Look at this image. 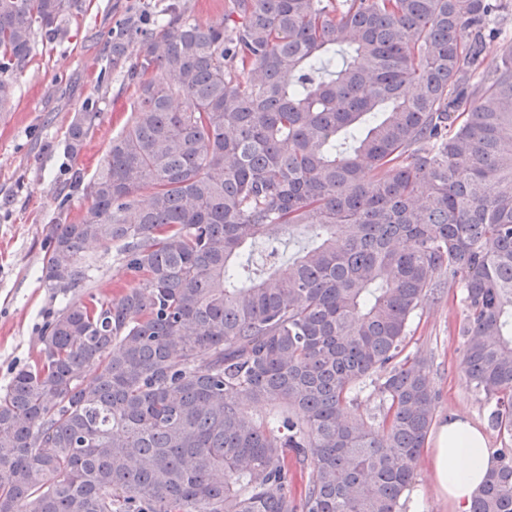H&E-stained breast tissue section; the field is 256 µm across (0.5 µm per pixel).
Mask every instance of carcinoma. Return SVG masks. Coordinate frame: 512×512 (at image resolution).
<instances>
[{
  "instance_id": "1",
  "label": "carcinoma",
  "mask_w": 512,
  "mask_h": 512,
  "mask_svg": "<svg viewBox=\"0 0 512 512\" xmlns=\"http://www.w3.org/2000/svg\"><path fill=\"white\" fill-rule=\"evenodd\" d=\"M81 8L0 0V112L36 36ZM507 8L228 0L197 24L175 2L158 29L119 23L130 114L71 169L43 282L93 287L96 245L134 285L55 312L0 391V512H401L437 408L406 339L447 286L500 436L471 512H512V41L484 67ZM102 116L75 113L70 157ZM368 385L378 412L358 414Z\"/></svg>"
}]
</instances>
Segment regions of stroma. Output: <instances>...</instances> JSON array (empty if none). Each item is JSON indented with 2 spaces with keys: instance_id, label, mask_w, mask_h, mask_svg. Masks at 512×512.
<instances>
[{
  "instance_id": "obj_1",
  "label": "stroma",
  "mask_w": 512,
  "mask_h": 512,
  "mask_svg": "<svg viewBox=\"0 0 512 512\" xmlns=\"http://www.w3.org/2000/svg\"><path fill=\"white\" fill-rule=\"evenodd\" d=\"M171 0H84L62 37L37 38L30 61L18 79L10 111L0 112V388L15 369L32 361L39 330L67 303L83 299V289L52 295L41 270L43 240L63 189L61 173L69 160L64 137L87 100H98L103 119L77 164L93 172L128 116L129 89L110 54L112 30L138 12L153 25L166 19ZM110 70L98 84L101 70ZM93 280L109 295L130 287L116 250H95ZM461 292L446 288L425 298L414 316L407 350L424 358L437 392V412L456 411L476 424L490 447L500 445L488 424L490 408L466 386L458 328L463 318Z\"/></svg>"
}]
</instances>
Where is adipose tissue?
I'll return each mask as SVG.
<instances>
[{
	"instance_id": "obj_1",
	"label": "adipose tissue",
	"mask_w": 512,
	"mask_h": 512,
	"mask_svg": "<svg viewBox=\"0 0 512 512\" xmlns=\"http://www.w3.org/2000/svg\"><path fill=\"white\" fill-rule=\"evenodd\" d=\"M428 464L432 484L448 512H470L495 461L481 430L451 411L428 451Z\"/></svg>"
}]
</instances>
